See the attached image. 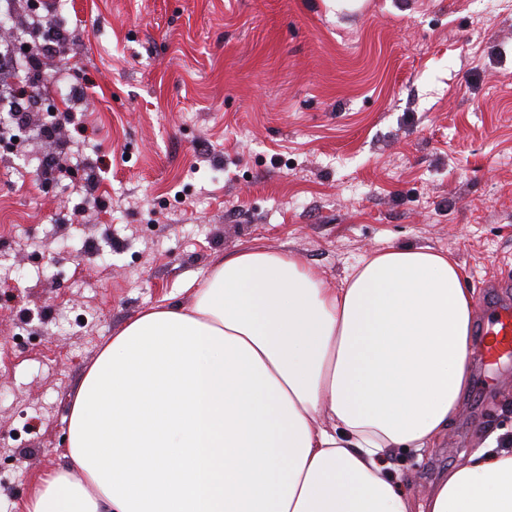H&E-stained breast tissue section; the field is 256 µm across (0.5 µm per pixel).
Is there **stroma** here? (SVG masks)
Instances as JSON below:
<instances>
[{
  "label": "stroma",
  "mask_w": 512,
  "mask_h": 512,
  "mask_svg": "<svg viewBox=\"0 0 512 512\" xmlns=\"http://www.w3.org/2000/svg\"><path fill=\"white\" fill-rule=\"evenodd\" d=\"M54 16L71 39L39 89L83 79L65 107L86 133L42 137L32 112L0 154V512L64 465L103 345L161 298L191 305L224 255L290 252L336 284L373 251L431 247L474 317L512 300V0H14L29 48ZM48 154L65 168L37 179ZM468 371L447 435L387 457L416 503L489 438L512 448V360L475 348Z\"/></svg>",
  "instance_id": "stroma-1"
}]
</instances>
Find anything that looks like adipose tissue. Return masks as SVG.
<instances>
[{
  "instance_id": "obj_1",
  "label": "adipose tissue",
  "mask_w": 512,
  "mask_h": 512,
  "mask_svg": "<svg viewBox=\"0 0 512 512\" xmlns=\"http://www.w3.org/2000/svg\"><path fill=\"white\" fill-rule=\"evenodd\" d=\"M472 294L453 258L392 246L333 284L292 253L224 256L86 372L65 467L26 512H415L388 452L445 436L468 386ZM425 512H512V450L437 482Z\"/></svg>"
}]
</instances>
